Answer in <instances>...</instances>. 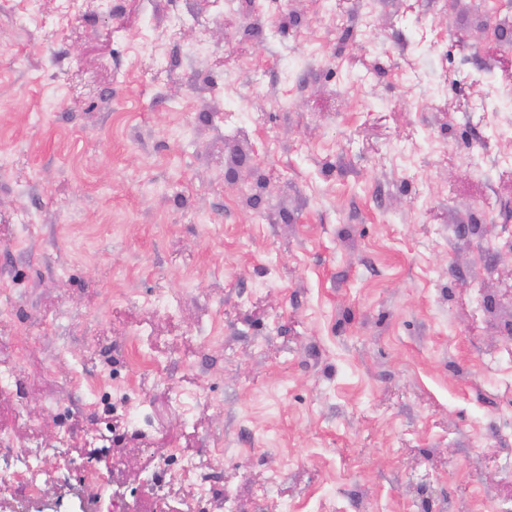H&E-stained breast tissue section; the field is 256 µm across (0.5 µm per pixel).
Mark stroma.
I'll use <instances>...</instances> for the list:
<instances>
[{
	"label": "stroma",
	"instance_id": "1",
	"mask_svg": "<svg viewBox=\"0 0 512 512\" xmlns=\"http://www.w3.org/2000/svg\"><path fill=\"white\" fill-rule=\"evenodd\" d=\"M509 126L512 0H0V512H512Z\"/></svg>",
	"mask_w": 512,
	"mask_h": 512
}]
</instances>
